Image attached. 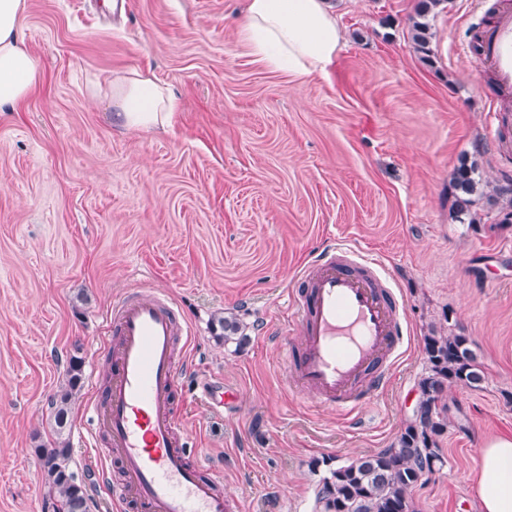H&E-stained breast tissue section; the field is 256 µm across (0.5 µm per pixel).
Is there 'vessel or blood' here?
Listing matches in <instances>:
<instances>
[{"instance_id":"1","label":"vessel or blood","mask_w":512,"mask_h":512,"mask_svg":"<svg viewBox=\"0 0 512 512\" xmlns=\"http://www.w3.org/2000/svg\"><path fill=\"white\" fill-rule=\"evenodd\" d=\"M477 59L502 98L512 97V0H497ZM490 137L512 148L502 129L512 113L490 107ZM290 323L299 349L287 352L289 384L324 407L345 414L384 391L410 338L390 274L371 256L347 246L323 250L305 264L288 291ZM112 370L108 390L91 396L94 427L107 439L104 455L119 465L116 502L136 512H241L224 494V471L190 459L174 411L178 386L175 341L188 328L166 294L134 292L113 304Z\"/></svg>"}]
</instances>
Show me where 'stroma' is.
Instances as JSON below:
<instances>
[{
	"instance_id": "obj_1",
	"label": "stroma",
	"mask_w": 512,
	"mask_h": 512,
	"mask_svg": "<svg viewBox=\"0 0 512 512\" xmlns=\"http://www.w3.org/2000/svg\"><path fill=\"white\" fill-rule=\"evenodd\" d=\"M494 0H444L428 22L432 61L410 37L416 0H333L344 41L327 73L272 70L238 37L244 0H27L20 36L39 62L33 92L0 112V512H44L40 444L67 362L84 385L66 432L71 467L116 512L91 451L87 402L111 361L105 317L132 291L170 293L192 340L176 367L178 421L191 453L224 469L242 512H322L330 470L389 447L416 401L429 324L467 336L481 389L444 401V464L416 512H480L481 438L512 434V222L477 200L457 218L453 173L512 180V152L486 131L470 45ZM166 87V128L113 124V76ZM375 256L395 281L411 345L388 388L358 416L289 388L285 291L330 244ZM240 324L225 339L221 322ZM222 381L212 409L200 384Z\"/></svg>"
}]
</instances>
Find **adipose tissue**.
<instances>
[{"label":"adipose tissue","mask_w":512,"mask_h":512,"mask_svg":"<svg viewBox=\"0 0 512 512\" xmlns=\"http://www.w3.org/2000/svg\"><path fill=\"white\" fill-rule=\"evenodd\" d=\"M26 0H0V108L16 105L38 83V62L19 36ZM241 40L267 66L296 77L326 73L342 35L329 0H246ZM109 97L129 129L165 126L170 92L142 73L116 78ZM476 491L482 512H512V436L482 444Z\"/></svg>","instance_id":"ef3b65f1"}]
</instances>
